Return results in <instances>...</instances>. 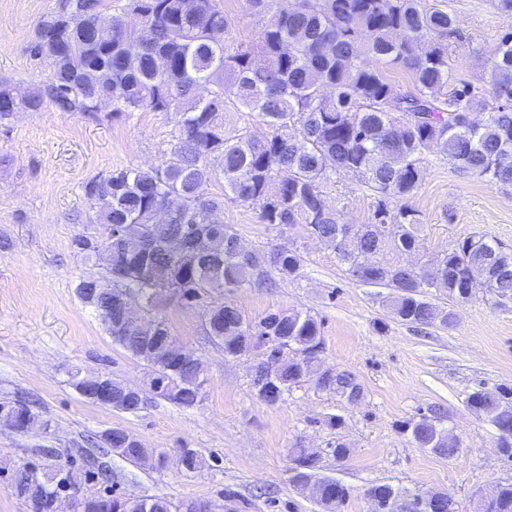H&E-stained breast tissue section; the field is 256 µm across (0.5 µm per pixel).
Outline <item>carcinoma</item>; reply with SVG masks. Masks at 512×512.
<instances>
[{
  "instance_id": "carcinoma-1",
  "label": "carcinoma",
  "mask_w": 512,
  "mask_h": 512,
  "mask_svg": "<svg viewBox=\"0 0 512 512\" xmlns=\"http://www.w3.org/2000/svg\"><path fill=\"white\" fill-rule=\"evenodd\" d=\"M185 2L125 0L112 26L103 27L98 21L106 0H63L59 11L38 21L29 44L31 56L51 61L50 76L25 93L0 80V122L48 105L95 116L110 104L114 120L139 110L180 115L174 144L157 164L83 184L95 208L90 221L104 232L73 239L89 260L108 254L105 275L79 278L75 293L112 343L147 367L145 383L154 396L193 408L203 399L207 377L193 362L172 359L177 337L163 317H154L152 332L134 326V317L150 315L164 299L191 301L300 275L303 259L294 249L237 257L238 235L224 223L226 199L257 210L264 224L301 226L337 248L348 270L372 256L355 282L390 289L384 303L399 322L450 325L453 311L427 300L435 290L450 304L470 288L512 296V256L486 234L457 240L437 271L428 265L407 270L396 262L398 254L417 248L419 221L406 200L422 180L425 153L444 154L491 184L512 185V30L487 60L491 82L508 103L490 105L482 88L453 77L447 41L453 20L427 0H246L262 22L250 46L229 40L231 21L220 0H191L188 10ZM129 15L140 27L126 22ZM387 67L409 72L415 92L395 93ZM229 86L234 103L268 126L266 136L224 127ZM477 109L488 111L482 124L470 118ZM340 171L355 174L375 193L376 205L363 237L338 247L342 224L324 194ZM218 180L224 181L222 195L208 191ZM194 226L205 235V253L189 237ZM170 239L181 241L179 252L168 249ZM111 288L128 295L122 316L109 303ZM252 325L258 334L250 348L283 342L301 354L270 376L264 365L256 367L251 385L260 401L276 405L295 385L312 380L340 398L364 397L353 372L325 365L322 322L314 315L279 310L253 323L227 297L206 312L208 333L226 356L244 352ZM111 383L109 409L137 412L131 387L117 378ZM466 405L512 430V389L501 388L494 398L476 389ZM0 419L19 432L48 428L25 401L0 403ZM437 422L434 414L421 415L407 426L410 440L453 458L460 438ZM112 453L145 465L155 450L114 427ZM89 473L86 460L42 470L24 464L15 469L13 488L27 512H55L62 496L77 499V512H171L163 497L85 495ZM490 490L488 506L483 491L476 492L474 512H512V484ZM424 512L458 510L431 496Z\"/></svg>"
}]
</instances>
